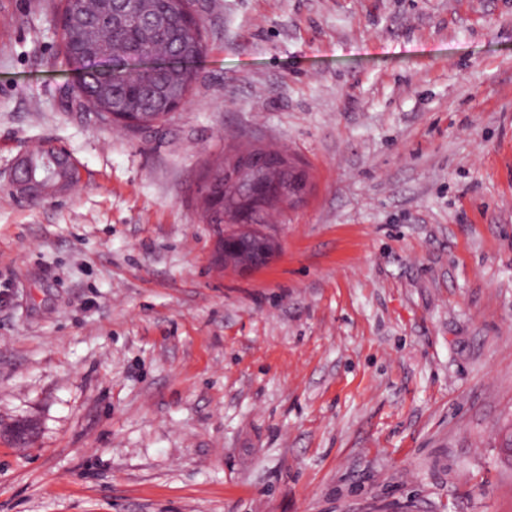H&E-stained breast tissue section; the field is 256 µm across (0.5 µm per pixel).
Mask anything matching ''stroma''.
Here are the masks:
<instances>
[{
    "instance_id": "35a3bbf8",
    "label": "stroma",
    "mask_w": 512,
    "mask_h": 512,
    "mask_svg": "<svg viewBox=\"0 0 512 512\" xmlns=\"http://www.w3.org/2000/svg\"><path fill=\"white\" fill-rule=\"evenodd\" d=\"M56 2L0 0V512H512V0H198L137 129L67 103ZM249 147L309 190L242 274L197 186ZM29 154L21 155L11 174V185L22 198L25 199H44L54 194L55 191L71 186L60 182L55 186H48L40 179L38 173H35L29 162Z\"/></svg>"
}]
</instances>
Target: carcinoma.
Returning <instances> with one entry per match:
<instances>
[{
    "label": "carcinoma",
    "mask_w": 512,
    "mask_h": 512,
    "mask_svg": "<svg viewBox=\"0 0 512 512\" xmlns=\"http://www.w3.org/2000/svg\"><path fill=\"white\" fill-rule=\"evenodd\" d=\"M116 0H65L57 15L58 32L68 66L84 72L77 88L80 110L101 121L123 104L151 120L169 104L186 100L199 71L205 46L200 28L184 30L186 16L195 12V0H135L133 12L161 16L167 24L144 28L124 21H106ZM209 166L202 178L205 216L210 224L224 223V208L210 202L224 195V165Z\"/></svg>",
    "instance_id": "1"
}]
</instances>
